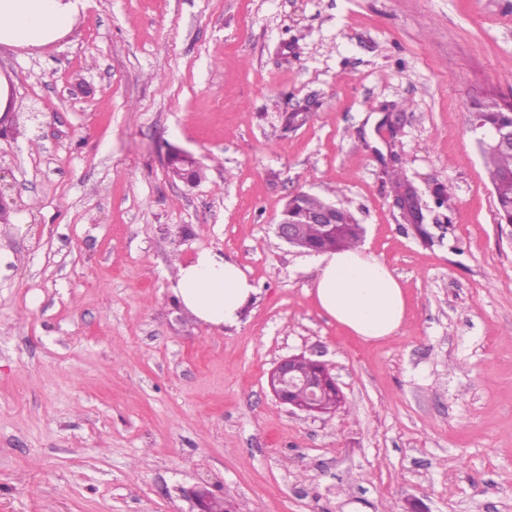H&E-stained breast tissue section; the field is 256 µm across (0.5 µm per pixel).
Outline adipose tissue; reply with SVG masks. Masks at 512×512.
Instances as JSON below:
<instances>
[{
    "label": "adipose tissue",
    "instance_id": "obj_1",
    "mask_svg": "<svg viewBox=\"0 0 512 512\" xmlns=\"http://www.w3.org/2000/svg\"><path fill=\"white\" fill-rule=\"evenodd\" d=\"M80 0H0V45L46 46L70 31ZM314 294L318 307L366 342L394 336L406 317L407 299L391 269L362 245L319 256ZM172 292L198 321L221 330L238 326L256 294L229 257L203 250L182 264Z\"/></svg>",
    "mask_w": 512,
    "mask_h": 512
}]
</instances>
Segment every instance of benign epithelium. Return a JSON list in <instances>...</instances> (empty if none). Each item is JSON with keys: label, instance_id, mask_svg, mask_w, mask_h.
I'll list each match as a JSON object with an SVG mask.
<instances>
[{"label": "benign epithelium", "instance_id": "7a95c632", "mask_svg": "<svg viewBox=\"0 0 512 512\" xmlns=\"http://www.w3.org/2000/svg\"><path fill=\"white\" fill-rule=\"evenodd\" d=\"M481 143L490 149L512 148V128L485 127L475 124ZM196 161L190 155L176 150L168 157L169 173L180 179L191 181V174L195 170ZM339 212L336 207L327 205L319 210L305 213V220L309 224H336ZM276 234L286 243L299 247L301 239L299 225L288 219V210H283L281 220L276 224ZM304 360L302 355H293L282 359L271 371L268 386L273 396L282 404L307 413H321L323 409L319 397L323 390L335 384L329 371H318L316 376L304 379L297 370L299 362ZM186 495L192 499L198 512H207L206 505L211 493L204 487L196 486L186 490Z\"/></svg>", "mask_w": 512, "mask_h": 512}]
</instances>
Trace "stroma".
Listing matches in <instances>:
<instances>
[{"mask_svg":"<svg viewBox=\"0 0 512 512\" xmlns=\"http://www.w3.org/2000/svg\"><path fill=\"white\" fill-rule=\"evenodd\" d=\"M0 73V512H197V485L232 512H512V224L468 124L512 98V0H86L57 41L0 45ZM301 191L363 224L406 293L395 336L319 309L316 254L275 233ZM205 249L256 288L239 326L171 292ZM300 354L343 408L276 400ZM469 122L473 126L476 120H481L486 126L507 121L510 117L508 112H505L501 106L498 98L490 96L478 104L477 111L470 112ZM477 114V115H474ZM168 171L173 177L184 179L191 182V174L195 170L196 161L190 155L176 150L173 151L168 157ZM193 180L198 181L201 178V171L196 170L193 175ZM386 174L389 177L394 196H400L410 192L411 187L402 167L392 166L386 171ZM392 204L393 207L398 210L400 217L410 208H419L418 199L416 195L412 193L397 198L394 197Z\"/></svg>","mask_w":512,"mask_h":512,"instance_id":"obj_1","label":"stroma"}]
</instances>
